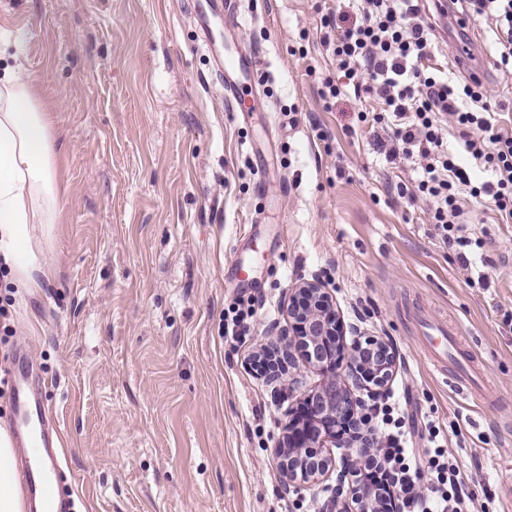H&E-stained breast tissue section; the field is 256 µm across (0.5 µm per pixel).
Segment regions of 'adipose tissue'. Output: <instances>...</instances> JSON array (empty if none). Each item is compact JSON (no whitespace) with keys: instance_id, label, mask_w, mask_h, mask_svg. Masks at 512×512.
I'll list each match as a JSON object with an SVG mask.
<instances>
[{"instance_id":"obj_1","label":"adipose tissue","mask_w":512,"mask_h":512,"mask_svg":"<svg viewBox=\"0 0 512 512\" xmlns=\"http://www.w3.org/2000/svg\"><path fill=\"white\" fill-rule=\"evenodd\" d=\"M0 43V286L36 288L53 278L41 257L62 209L57 181V134L22 63H8ZM14 440L0 428V512H26L28 501L13 466Z\"/></svg>"}]
</instances>
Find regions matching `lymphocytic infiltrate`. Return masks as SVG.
<instances>
[{
    "label": "lymphocytic infiltrate",
    "mask_w": 512,
    "mask_h": 512,
    "mask_svg": "<svg viewBox=\"0 0 512 512\" xmlns=\"http://www.w3.org/2000/svg\"><path fill=\"white\" fill-rule=\"evenodd\" d=\"M464 2L470 15L491 22L498 67L512 69V0H449ZM358 20L328 34L330 16H323L322 42L331 46L336 68L345 81L324 79L320 94L338 98L345 84L379 104L372 121L385 129L381 144L387 161L410 160L420 177L412 193L428 204V220L441 240L455 248L462 266L472 239L467 234L465 198H485L502 223H512V130L499 124V104L491 102L483 85L438 75L423 64L437 40L429 16L415 0H358ZM463 132V149L475 165L491 177L475 182L470 168L461 165L443 137L444 123ZM395 408L383 405L381 422L390 431L365 467V478L390 476L399 492L403 512H469L472 497L448 448L437 438L430 419L409 426ZM428 442L417 453L419 442Z\"/></svg>",
    "instance_id": "1"
}]
</instances>
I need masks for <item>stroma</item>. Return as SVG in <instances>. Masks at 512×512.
<instances>
[{
  "label": "stroma",
  "mask_w": 512,
  "mask_h": 512,
  "mask_svg": "<svg viewBox=\"0 0 512 512\" xmlns=\"http://www.w3.org/2000/svg\"><path fill=\"white\" fill-rule=\"evenodd\" d=\"M329 0H240V49L261 63L260 111L235 114L189 18L192 0H0L61 137L67 196L46 253L56 269L15 289L0 317V426L33 366L60 428L77 512H315L322 485L285 490L275 446L305 363L275 392L247 366L284 326L288 291L320 276L346 324L392 341L391 392L431 414L475 494L512 512V223L468 200L469 267L439 243L410 162L386 163L359 111L324 101L336 67L320 43ZM488 22L467 32L486 88L512 120V75ZM490 287H481L479 276ZM251 301L247 336L224 313ZM446 317L483 376L469 396L430 365L414 318Z\"/></svg>",
  "instance_id": "stroma-1"
}]
</instances>
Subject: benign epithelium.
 <instances>
[{
	"label": "benign epithelium",
	"instance_id": "7a95c632",
	"mask_svg": "<svg viewBox=\"0 0 512 512\" xmlns=\"http://www.w3.org/2000/svg\"><path fill=\"white\" fill-rule=\"evenodd\" d=\"M286 325L259 346L249 365L270 384H281L300 356L322 375L321 384L289 408L275 448L285 488L316 483L336 473L332 495L318 512H402L392 482L373 485L360 476L363 460L378 447L373 426L376 403L398 372V352L381 336L352 329L346 339L343 319L323 281L304 279L288 293ZM341 450L334 457L331 449Z\"/></svg>",
	"mask_w": 512,
	"mask_h": 512
}]
</instances>
